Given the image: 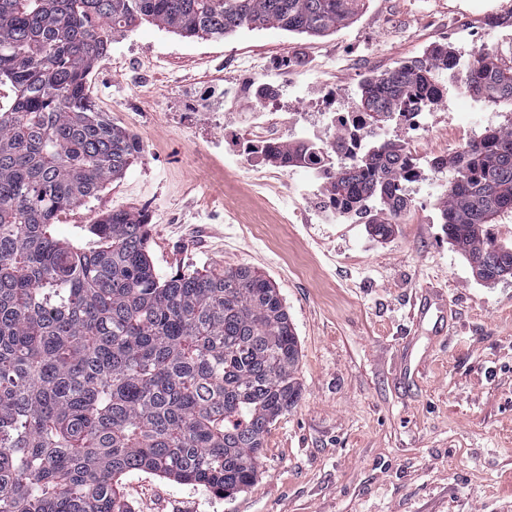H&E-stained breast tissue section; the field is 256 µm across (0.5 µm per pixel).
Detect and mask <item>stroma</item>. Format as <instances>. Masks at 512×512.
<instances>
[{"instance_id": "stroma-1", "label": "stroma", "mask_w": 512, "mask_h": 512, "mask_svg": "<svg viewBox=\"0 0 512 512\" xmlns=\"http://www.w3.org/2000/svg\"><path fill=\"white\" fill-rule=\"evenodd\" d=\"M492 9L512 26V0H367L323 37L243 27L184 38L145 21L94 67L91 100L144 151L124 177L60 212L57 233L88 245L95 220L144 211L159 275L258 270L300 347V399L272 425L251 487L219 498L135 471L122 480L131 512H512V277L483 284L449 245L427 159L386 240L363 223H323L316 192L301 197L296 223H276L215 172L233 160L225 127L252 109L224 106L243 59L289 60V82L351 98L370 72L431 44L468 51L464 32L512 54V38L484 28ZM428 290L448 299L444 331L432 315L413 322Z\"/></svg>"}]
</instances>
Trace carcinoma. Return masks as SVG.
Returning <instances> with one entry per match:
<instances>
[{"instance_id": "cac0c4a2", "label": "carcinoma", "mask_w": 512, "mask_h": 512, "mask_svg": "<svg viewBox=\"0 0 512 512\" xmlns=\"http://www.w3.org/2000/svg\"><path fill=\"white\" fill-rule=\"evenodd\" d=\"M366 0H0V512H126L122 478L148 471L217 496L255 479L266 434L300 397V347L276 288L249 267L160 277L147 216L114 211L82 247L57 214L126 173L140 142L86 91L112 37L141 21L184 37L242 27L322 37ZM461 53L449 44L374 74L355 100L377 125L439 103ZM464 88L512 105V57L483 48ZM253 152L290 166L304 144ZM451 176L440 208L448 243L496 267L512 247L487 225L512 216V126L430 163ZM414 161L377 142L325 188L336 208L369 216L381 238L407 211Z\"/></svg>"}]
</instances>
